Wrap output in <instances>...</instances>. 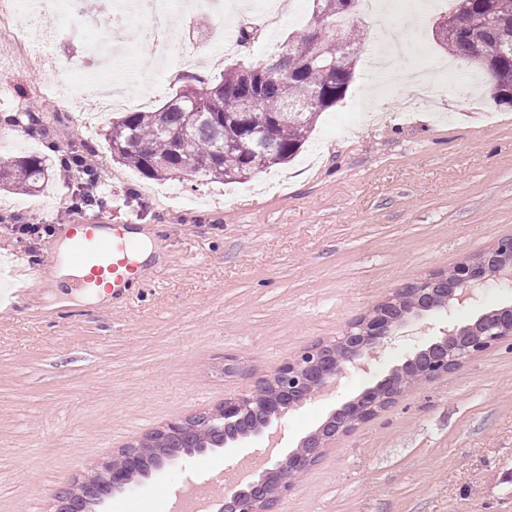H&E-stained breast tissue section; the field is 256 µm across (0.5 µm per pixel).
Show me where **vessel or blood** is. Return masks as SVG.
<instances>
[{"mask_svg": "<svg viewBox=\"0 0 512 512\" xmlns=\"http://www.w3.org/2000/svg\"><path fill=\"white\" fill-rule=\"evenodd\" d=\"M63 229L69 240L68 261L83 272L73 283L77 290L90 292L103 287L116 298L122 286L140 279L142 270L132 255L129 225L108 223L100 215H79L71 217ZM33 275L28 264L18 262L14 286L0 295V307L31 294L29 281Z\"/></svg>", "mask_w": 512, "mask_h": 512, "instance_id": "vessel-or-blood-1", "label": "vessel or blood"}]
</instances>
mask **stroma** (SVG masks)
Instances as JSON below:
<instances>
[{"label":"stroma","mask_w":512,"mask_h":512,"mask_svg":"<svg viewBox=\"0 0 512 512\" xmlns=\"http://www.w3.org/2000/svg\"><path fill=\"white\" fill-rule=\"evenodd\" d=\"M56 32L53 71L23 68L0 46V116L33 112L68 144H87L103 169L99 191L112 223L134 221L154 255L144 280L114 302L83 300L51 274L29 301L0 319V512H52L53 492L79 481L174 419L253 390L311 346L334 339L407 284L448 272L512 240V107L490 90L463 102L436 98L403 117L410 69L452 62L474 69L432 35L451 0H392L383 17L409 41L405 64L375 69L378 37L356 10L353 81L324 112L294 159L234 185L178 175L154 181L113 161L106 123L81 128L91 112L46 92L50 82L97 78L84 6L44 0ZM308 0H281V19L231 61L263 63L288 35L311 28ZM132 59L110 77L161 107L181 86L161 69L137 28ZM50 156L47 138L25 126L0 131V161ZM68 187L52 173L41 191L0 190V216L52 225L25 240L0 226V287L15 255L38 267L57 247ZM404 344L368 371L340 377L332 394L288 409L278 422L280 457L345 403L400 368ZM264 439L249 437L115 491L96 512H168L184 480L244 487L267 467ZM273 512H512V339L440 377L404 388L387 407L337 435L298 475Z\"/></svg>","instance_id":"obj_1"}]
</instances>
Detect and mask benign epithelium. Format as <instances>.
Segmentation results:
<instances>
[{"mask_svg": "<svg viewBox=\"0 0 512 512\" xmlns=\"http://www.w3.org/2000/svg\"><path fill=\"white\" fill-rule=\"evenodd\" d=\"M503 248L500 244L475 262H462L445 275L418 282L417 311L444 309L451 313L469 305L478 298L484 285L487 263L495 258L499 263L498 274L511 275L512 253ZM399 301L398 293L387 298L334 340L318 344L285 364L272 381L261 382L256 391L227 398L217 410L188 421L169 422L165 431L178 434L183 430L209 429L226 446L248 435L271 437L273 425L286 410L325 393L348 370H367L369 362L382 351L399 345L404 339L403 326L408 321V314L400 311ZM439 333L433 341L415 347L406 361L419 379H431L458 369L474 356L512 337V309L492 311L463 326L450 320L448 326L439 328ZM334 347L344 351V360L339 363L333 362L330 349ZM401 389V382L392 379L384 388L375 386L363 391L334 412L316 433L304 439L288 455L287 464L275 461L245 487L225 492L220 512H271L268 503L274 502L289 472L307 469L336 434L370 419L391 404ZM125 486L126 472L105 468L73 486L60 487L53 495L55 512H86L89 499L101 500Z\"/></svg>", "mask_w": 512, "mask_h": 512, "instance_id": "benign-epithelium-1", "label": "benign epithelium"}]
</instances>
